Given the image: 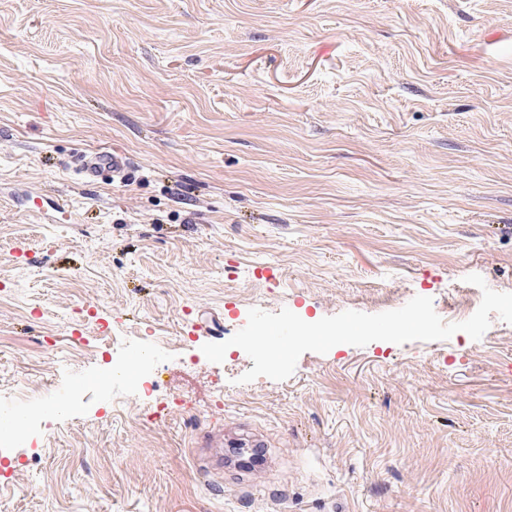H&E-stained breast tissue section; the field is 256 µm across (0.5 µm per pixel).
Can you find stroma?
Wrapping results in <instances>:
<instances>
[{
	"label": "stroma",
	"instance_id": "stroma-1",
	"mask_svg": "<svg viewBox=\"0 0 512 512\" xmlns=\"http://www.w3.org/2000/svg\"><path fill=\"white\" fill-rule=\"evenodd\" d=\"M470 274L512 292V0H0V413L38 418L0 512H512L499 317L281 382L201 351L254 307L460 322ZM137 350L164 422L93 382ZM219 426L265 454L208 486ZM71 166L82 179L114 180L125 175L127 161L109 150H91L75 155Z\"/></svg>",
	"mask_w": 512,
	"mask_h": 512
}]
</instances>
